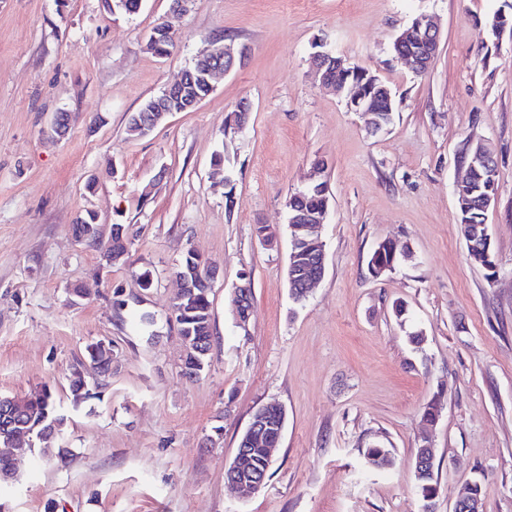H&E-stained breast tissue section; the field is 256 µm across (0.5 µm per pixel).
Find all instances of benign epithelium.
I'll return each instance as SVG.
<instances>
[{
    "instance_id": "7a95c632",
    "label": "benign epithelium",
    "mask_w": 512,
    "mask_h": 512,
    "mask_svg": "<svg viewBox=\"0 0 512 512\" xmlns=\"http://www.w3.org/2000/svg\"><path fill=\"white\" fill-rule=\"evenodd\" d=\"M442 41V32L431 16L420 14L413 18L395 38L393 50L404 60L413 73L422 76L428 72L437 54ZM245 50L234 52L230 48L222 51L212 50L208 55L195 62V70L199 80L207 85L209 91H214L213 78L215 74L229 73L236 64L243 61ZM311 63L316 74L321 76L324 84H336L338 91L348 90L346 104L364 120L365 126L372 134L381 130V123L377 118L380 109L376 101L382 99L392 103L393 95L389 86L375 74L361 67H347L343 61L328 51L317 50L311 56ZM462 168L464 176L456 182L455 198L457 208L463 215H468L472 201L468 196V186L472 172L482 168L488 177L487 193L480 201V207L488 209L492 199L497 195V165L493 153L484 143L472 144L468 147L467 158ZM328 207L324 206L311 212H299L288 218L289 228L294 231L292 241L302 240L316 255L315 268L297 264V252H292L290 267L297 271V275L305 282V288L312 289L323 277L325 272L326 243L319 234L324 224ZM236 301L232 302L233 312L238 326L244 328L249 320L251 307L247 286H238L235 293ZM24 411L23 403L17 400H4L0 402V436L4 439V447L16 448L25 445L27 435L12 430L15 418ZM275 411L281 414V422L286 421L284 408L276 401L260 406L252 415L249 426L245 432L248 445L260 444L273 431H278L280 422L270 420L269 413ZM228 482L251 490L259 489L265 482L266 475H256L246 467L245 455L240 453L233 457L227 469Z\"/></svg>"
}]
</instances>
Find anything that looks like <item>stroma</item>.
Returning <instances> with one entry per match:
<instances>
[{
  "label": "stroma",
  "instance_id": "obj_1",
  "mask_svg": "<svg viewBox=\"0 0 512 512\" xmlns=\"http://www.w3.org/2000/svg\"><path fill=\"white\" fill-rule=\"evenodd\" d=\"M509 10L512 0H192L176 14L171 0H143L128 15L102 0H0V395L49 387L68 417L69 450L63 467L15 451L18 479L0 487V507L428 512L414 450L437 397L429 512H452L472 484L483 512H512V32L491 28ZM420 13L443 32L423 77L392 50ZM160 19L177 41L164 57L147 47ZM318 42L393 90L387 131L367 133L314 81ZM224 43L245 50L241 67L195 110L127 135L145 100ZM243 100L247 129L225 135V113ZM58 112L69 115L63 138L52 128ZM477 142L498 167L486 213L492 281L469 258L455 201L458 158ZM218 153L219 182L210 177ZM318 160L331 195L325 274L299 305L286 279L287 202ZM89 211L125 226L126 262L74 240L71 225ZM259 224L277 227L276 242L260 241ZM385 240L410 254L377 279L367 262ZM189 248L222 271L209 363L193 381L180 374L170 319L173 272ZM244 275L253 301L242 329L231 298ZM79 285L92 294L75 304ZM143 312L152 333L137 325ZM100 341L116 355L112 375H87L92 397L73 407L70 373ZM271 400L286 424L268 478L235 488L226 470ZM374 446L388 450L389 466L372 463ZM435 459L425 468H419L416 466V477H417V494L424 502L425 511H432L431 507L434 499L438 495L439 486L437 477H435Z\"/></svg>",
  "mask_w": 512,
  "mask_h": 512
}]
</instances>
